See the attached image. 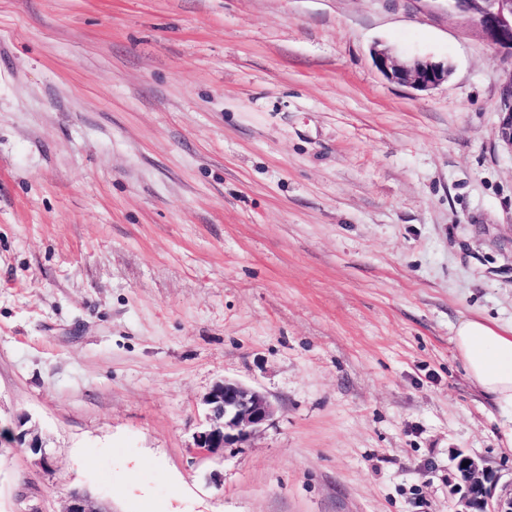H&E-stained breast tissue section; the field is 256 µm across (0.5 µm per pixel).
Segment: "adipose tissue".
<instances>
[{
    "instance_id": "ef3b65f1",
    "label": "adipose tissue",
    "mask_w": 512,
    "mask_h": 512,
    "mask_svg": "<svg viewBox=\"0 0 512 512\" xmlns=\"http://www.w3.org/2000/svg\"><path fill=\"white\" fill-rule=\"evenodd\" d=\"M453 342L468 376L509 415L499 425L500 441L512 449V326L469 317L457 324Z\"/></svg>"
}]
</instances>
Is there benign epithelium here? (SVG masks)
I'll list each match as a JSON object with an SVG mask.
<instances>
[{"instance_id":"obj_1","label":"benign epithelium","mask_w":512,"mask_h":512,"mask_svg":"<svg viewBox=\"0 0 512 512\" xmlns=\"http://www.w3.org/2000/svg\"><path fill=\"white\" fill-rule=\"evenodd\" d=\"M460 7L448 5V13L465 14L475 20L485 39L495 48L512 55V0H459ZM376 66L385 75L420 90L433 88L448 79L449 68L430 59H413L398 64L387 50L374 53ZM504 118L501 140L512 150V76L502 87ZM205 425L194 437L193 455L207 457L225 446L243 442L259 431L273 416L274 407L259 392L242 384L223 380L214 385L205 399ZM28 438V446L39 456L38 464L49 466L41 438L28 431L15 434L13 429L0 434V445L16 437ZM467 466H462L463 462ZM457 477L464 493L456 512H512V481L502 484L501 476L475 458L456 456ZM65 512H111L108 504L88 492L73 489L67 494Z\"/></svg>"}]
</instances>
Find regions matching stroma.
Masks as SVG:
<instances>
[{
    "instance_id": "stroma-1",
    "label": "stroma",
    "mask_w": 512,
    "mask_h": 512,
    "mask_svg": "<svg viewBox=\"0 0 512 512\" xmlns=\"http://www.w3.org/2000/svg\"><path fill=\"white\" fill-rule=\"evenodd\" d=\"M448 65L421 91L373 52ZM512 56L445 0H0V512H455L512 479ZM274 414L191 454L224 379ZM501 99L505 116L500 127V137L512 150V75L502 87ZM453 342L468 376L511 415L499 424L500 442L512 450V326L469 317L457 324ZM28 435L30 436L28 439L29 448H31V450L33 451V453L35 455H40L39 459L37 460L38 464L41 467H45V468L48 467L49 466V457L43 448L41 438L37 434H34L29 431H22L19 436V434L16 435L14 433V430L12 428H8L7 432H5V433L1 432V434H0V446H2L3 442L4 443L10 442L12 439H15L16 437H18L20 439H22V438L25 439L26 436H28ZM457 477L464 493L456 512H512V479L501 484V476L482 466L475 458L458 454L455 458ZM464 461L469 464L462 467ZM65 512H111L108 504L92 497L88 492L73 489L67 494Z\"/></svg>"
}]
</instances>
